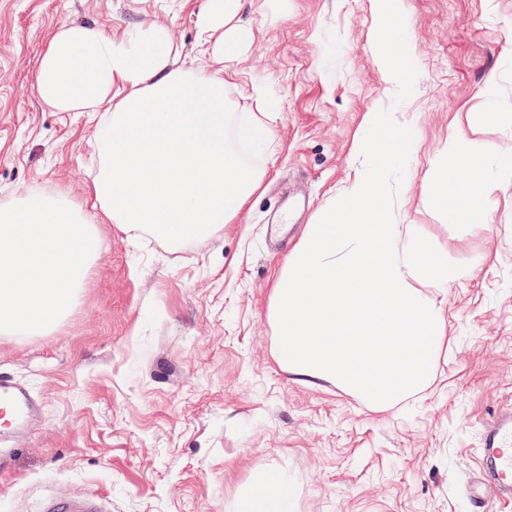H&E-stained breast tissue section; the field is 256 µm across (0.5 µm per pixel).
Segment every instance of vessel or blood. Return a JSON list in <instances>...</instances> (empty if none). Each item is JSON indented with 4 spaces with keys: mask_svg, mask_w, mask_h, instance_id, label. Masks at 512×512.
<instances>
[{
    "mask_svg": "<svg viewBox=\"0 0 512 512\" xmlns=\"http://www.w3.org/2000/svg\"><path fill=\"white\" fill-rule=\"evenodd\" d=\"M42 413V401L28 384L13 374L0 371V465L11 453L10 433L35 421ZM481 473L495 486L503 500L512 501V414L496 413L484 420L481 429ZM39 512H107L100 499L50 498Z\"/></svg>",
    "mask_w": 512,
    "mask_h": 512,
    "instance_id": "b4317fda",
    "label": "vessel or blood"
}]
</instances>
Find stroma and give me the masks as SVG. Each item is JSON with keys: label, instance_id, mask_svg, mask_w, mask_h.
<instances>
[{"label": "stroma", "instance_id": "35a3bbf8", "mask_svg": "<svg viewBox=\"0 0 512 512\" xmlns=\"http://www.w3.org/2000/svg\"><path fill=\"white\" fill-rule=\"evenodd\" d=\"M158 0H0V204L17 191L83 200L96 172L85 113L41 106L34 74L57 27L165 16L207 64L195 13ZM250 31L226 66L238 119L272 102L273 150L249 148L261 190L237 223L178 248L101 225L78 305L44 336L0 337V370L40 395L13 439L0 512L93 495L111 512H238L256 472H287L293 512H473L480 424L512 409V185L482 218L428 203L456 119L474 144L512 150V0H396L413 80L389 84L372 0H239ZM415 118L422 148L395 203L400 223L463 265L432 382L391 409L306 383L274 358L270 295L308 224L342 192L365 112ZM498 123L482 121L486 111Z\"/></svg>", "mask_w": 512, "mask_h": 512}]
</instances>
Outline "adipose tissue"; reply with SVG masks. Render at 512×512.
Listing matches in <instances>:
<instances>
[{
	"label": "adipose tissue",
	"mask_w": 512,
	"mask_h": 512,
	"mask_svg": "<svg viewBox=\"0 0 512 512\" xmlns=\"http://www.w3.org/2000/svg\"><path fill=\"white\" fill-rule=\"evenodd\" d=\"M379 39L374 56L385 72L407 82L406 56L394 0H374ZM238 0H205L196 14L210 69L186 67L167 23L115 30L65 24L39 59L34 87L56 112H98L93 148L99 171L86 185L93 211L61 192L26 190L0 205V334L37 336L70 312L101 251L100 225L146 233L178 247L223 232L260 189L233 142L269 144L264 116L237 121L224 99L222 62L238 59L244 27ZM431 205L453 222L485 213L512 184V154L495 167L453 129L431 171ZM240 512H292L287 476L258 475Z\"/></svg>",
	"instance_id": "ef3b65f1"
}]
</instances>
